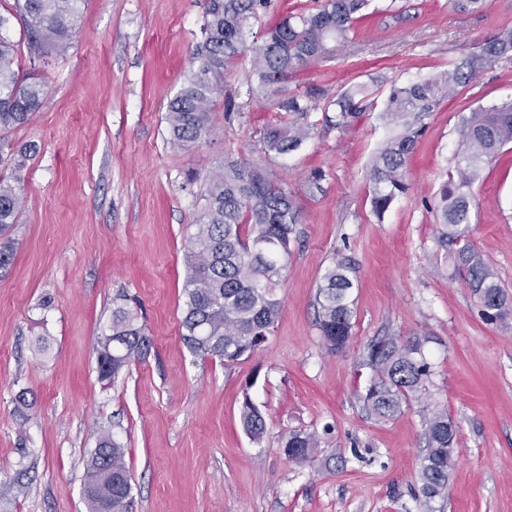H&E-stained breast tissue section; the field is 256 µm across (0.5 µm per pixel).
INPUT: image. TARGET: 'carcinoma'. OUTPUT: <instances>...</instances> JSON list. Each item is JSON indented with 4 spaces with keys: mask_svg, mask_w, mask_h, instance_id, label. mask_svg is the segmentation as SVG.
I'll use <instances>...</instances> for the list:
<instances>
[{
    "mask_svg": "<svg viewBox=\"0 0 512 512\" xmlns=\"http://www.w3.org/2000/svg\"><path fill=\"white\" fill-rule=\"evenodd\" d=\"M79 0H15L25 22L29 53L63 54L77 30ZM370 0H322L311 13H291L269 26L261 43L245 45V27L260 18L271 0H204L203 39L193 49L186 78L168 101L165 120L167 142L183 152L196 149L211 134L214 95L223 86L224 73L246 52H251L248 80L254 95L277 98L279 119L263 129L262 152L285 156L311 137L310 114L324 112L326 123L340 129L357 122L372 106L375 90L353 84L326 104L310 93H290L287 84L298 71L330 61L332 42L348 40L355 24L365 17ZM512 53V31H504L483 44L451 69L422 80L392 85L385 100V115L400 131L375 155L371 167V205L381 217L393 201L408 190L406 164L422 133V117L456 89L475 81L495 59ZM44 85L34 74H19L15 45L0 35V132L30 122L40 107ZM512 143V103L478 107L462 118L455 152V173L439 190L438 217L446 238L467 237L470 188L482 164ZM202 182V205L187 237L185 253L184 316L182 339L194 355L220 359L229 366L258 350L277 321L281 301L278 287L291 255L292 235L301 220L296 199L258 164L226 160L200 174L191 169L186 182ZM22 198L0 174V274L14 261V242L7 237L17 223ZM252 226L246 236L242 226ZM458 272L477 296L488 321L512 316V294L498 281L482 256L468 245L455 253ZM354 268L335 257L317 286V324L325 347L343 348L354 326ZM152 340L137 314L118 307L112 311L109 332L98 338L99 379L109 384L129 366L150 355ZM364 365L371 375L360 395L367 413L388 420L412 402L429 396L432 370L422 355L421 343L400 336H378L367 346ZM240 419L256 443L266 432V420L250 398H244ZM426 422L427 448L418 478L426 500L441 496L454 466L456 426L445 409L430 410ZM317 447L315 435L294 432L283 445L291 461L310 457ZM126 448L111 435L99 439L86 460L83 496L88 512H134L131 475Z\"/></svg>",
    "mask_w": 512,
    "mask_h": 512,
    "instance_id": "cac0c4a2",
    "label": "carcinoma"
}]
</instances>
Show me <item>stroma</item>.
<instances>
[{"label": "stroma", "instance_id": "stroma-1", "mask_svg": "<svg viewBox=\"0 0 512 512\" xmlns=\"http://www.w3.org/2000/svg\"><path fill=\"white\" fill-rule=\"evenodd\" d=\"M13 4L0 0V35L46 95L32 122L4 134L29 155L22 169L4 168L24 207L0 278V512H87L85 459L104 434L127 450L136 512H512V319H484L436 212L463 116L512 97V56L424 117L409 189L379 217L369 171L397 133L382 102L343 130L311 113V138L267 161L260 138L278 117L276 99L249 97L244 56L215 98L211 135L188 154L168 144L164 116L202 39V0H82L67 51L37 63ZM503 28L512 29V0H486L477 12L448 0H372L352 41L288 89L328 98L356 83L428 78ZM230 97L245 109L228 120ZM228 157L266 161L297 197L301 222L273 333L227 367L185 346L182 288L201 206L186 172ZM316 169L324 178L311 195ZM470 193L466 242L512 291V148ZM338 256L355 269V316L349 342L332 353L316 291ZM118 306L137 313L153 347L109 385L98 378L97 342ZM386 334L419 340L433 374L427 404L379 422L359 394L366 347ZM22 390L24 410L15 403ZM247 398L266 419L258 443L240 423ZM431 406L452 417L457 445L444 497L428 502L417 471ZM294 431L320 441L307 461L283 453Z\"/></svg>", "mask_w": 512, "mask_h": 512}]
</instances>
